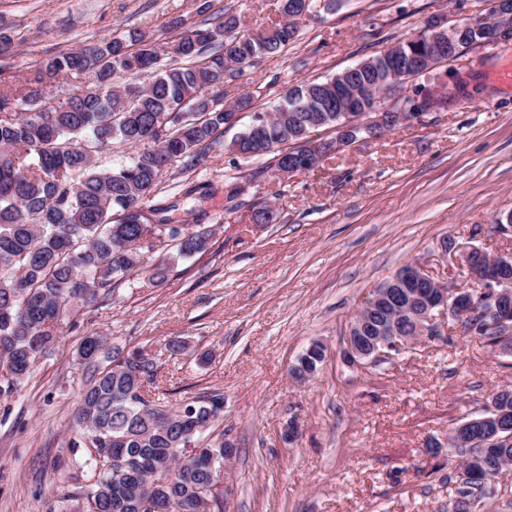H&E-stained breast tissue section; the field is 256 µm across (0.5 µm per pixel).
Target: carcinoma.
Here are the masks:
<instances>
[{"label":"carcinoma","instance_id":"carcinoma-1","mask_svg":"<svg viewBox=\"0 0 512 512\" xmlns=\"http://www.w3.org/2000/svg\"><path fill=\"white\" fill-rule=\"evenodd\" d=\"M314 0H283L286 21L255 35L239 34L240 20L226 12L216 22L187 27L169 22L174 39L162 45L138 33L104 37L78 50L61 52L35 65L16 98L0 91V382L9 390L24 379L54 342L65 322L109 299L116 284L147 263L153 285L166 281L170 261L203 254L212 232L192 224L179 229L166 213L174 208L156 200L161 176L180 159L195 161L198 149L224 128V90L259 59L288 47L300 24L314 13ZM454 34L460 49L488 45L480 19H467L441 31L422 30L413 38L363 60L364 66L324 80L290 87L279 120H264V139L254 145L246 128L235 136L242 153H274L253 172L298 169L336 151V142L313 148L309 133L345 120L336 108V83L362 96L370 84L404 89L407 80L453 61L441 43ZM72 72L89 76L87 91L65 100L50 85ZM150 75L146 84L137 82ZM149 143L132 157L103 167L94 155L115 143L130 148ZM372 328L407 319L403 311L373 300L361 308ZM105 336L82 338L75 361L88 375L68 430L73 452L84 454L71 466L88 473V489L67 495L69 512H224L223 495L203 488L224 473V442L196 448L205 430L224 411L218 393L170 408L152 396L157 364L148 355L122 358ZM501 439L479 432L470 444L457 429L449 448L467 465L454 474L457 497L452 512H475L496 490L476 498L471 488L497 481L512 465V384L498 388ZM122 455L127 468L110 460Z\"/></svg>","mask_w":512,"mask_h":512}]
</instances>
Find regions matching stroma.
Wrapping results in <instances>:
<instances>
[{"label": "stroma", "instance_id": "obj_1", "mask_svg": "<svg viewBox=\"0 0 512 512\" xmlns=\"http://www.w3.org/2000/svg\"><path fill=\"white\" fill-rule=\"evenodd\" d=\"M204 0H0V90L21 87L36 61L138 30L170 41L167 24L206 23ZM242 30L282 19L281 0H214ZM455 0H341L304 22L297 40L227 87L260 89L251 111L162 183L197 185L176 202L173 223L213 230L210 249L176 260L166 282L132 273L108 300L65 326L52 353L0 394V512H64L62 497L86 486L85 472L61 479L68 422L82 386L72 354L83 336L139 347L159 361L171 406L224 396L211 440L236 453L225 474L224 512H448V435L482 414L489 395L512 382V350L489 345L449 319L441 336L361 366L343 357L349 327L369 293L417 263L440 283L462 281L463 248L512 253V86L492 71L512 60V41L465 49L416 78L454 90L420 124L360 137L311 170L250 180L265 157H237L229 143L254 113L269 112L303 80L341 73L414 37L428 17L456 25ZM271 207L276 219L257 223ZM182 338L187 353L173 356ZM322 343L326 359L297 380L300 355ZM207 353V363L197 354ZM296 425L293 442L282 440Z\"/></svg>", "mask_w": 512, "mask_h": 512}]
</instances>
